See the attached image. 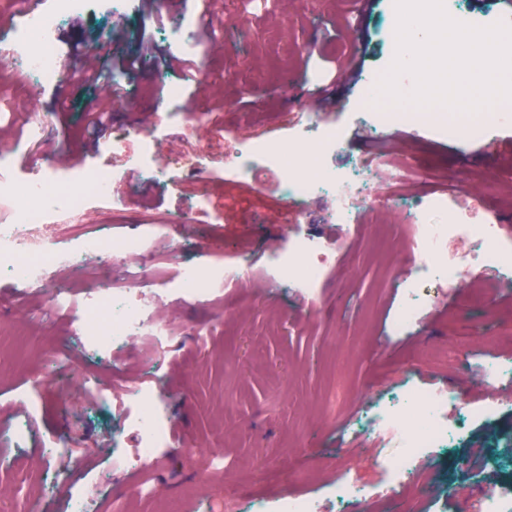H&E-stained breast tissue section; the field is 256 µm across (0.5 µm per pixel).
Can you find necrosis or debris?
<instances>
[{
    "mask_svg": "<svg viewBox=\"0 0 512 512\" xmlns=\"http://www.w3.org/2000/svg\"><path fill=\"white\" fill-rule=\"evenodd\" d=\"M87 4L88 0H51L49 8L25 11L21 23L9 29L8 48L0 53V62L21 71L31 87L66 77L80 81V73H66L58 63L56 31L65 17L84 10ZM511 119L512 104L505 101L474 113L441 112L433 107L378 115L383 125L417 131L432 129L469 140L481 138L492 125ZM133 140L139 145L134 162L142 179L163 181L167 167L157 163V143L151 136L128 130L126 137L113 140V153L126 154ZM295 153L287 143L246 139L240 149L225 153L224 166L241 175L245 172L243 155L259 156L280 173L279 190L284 198L303 201L317 193L325 194L333 200L337 218L351 223L360 199L370 191L369 184L355 171L333 176L313 160L296 164ZM17 155L14 146L0 150V201L10 202L15 215L13 223L0 224V274L18 277L53 309L72 312L77 339L82 348L90 351L106 352L134 338L171 335L172 325L161 318L158 299L145 297L139 291L144 270L135 267L134 262L147 252L141 237H98L87 243L86 252L93 254L99 264L122 269L120 278L103 279L98 293L79 297L73 295L71 287L47 286L50 272L69 261L68 251L52 231L53 224L63 215L82 223L89 200L109 198L115 171L80 170L69 183L56 179L49 169L20 177L14 173ZM485 203L484 195L469 194L461 202L432 197L412 205L411 221L419 226L412 246L425 256L424 269L434 278L438 293L461 294L471 282V267L476 265L505 276L512 274V240L499 234L497 221L487 212ZM331 261L322 248L300 240L277 256L276 279L310 288ZM245 275V269L238 266L210 271L189 265L181 272L179 287L202 301L213 289L240 281ZM457 399V393L445 389L411 385L378 413L362 414L365 431L386 430L397 449L384 461L390 482L413 480L420 458L456 436L460 422ZM129 401L131 410L126 420L138 437L136 458L141 462L154 460L168 440L158 395L136 390L131 392Z\"/></svg>",
    "mask_w": 512,
    "mask_h": 512,
    "instance_id": "1",
    "label": "necrosis or debris"
}]
</instances>
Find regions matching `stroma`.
<instances>
[{
	"label": "stroma",
	"mask_w": 512,
	"mask_h": 512,
	"mask_svg": "<svg viewBox=\"0 0 512 512\" xmlns=\"http://www.w3.org/2000/svg\"><path fill=\"white\" fill-rule=\"evenodd\" d=\"M112 3L90 0L63 20L58 52L78 69L84 52L96 54L104 82L127 81V102L92 138L86 116L99 108L101 84L52 83L32 94L0 68V147L12 145L34 118L82 167H110L113 138L157 113L162 122L152 135L164 158L199 151V178L174 164L158 185L123 177L110 201L90 207L83 226L66 220L55 226L58 239L75 250L73 265L55 277L79 282L85 293L100 280L84 251L91 237L145 239L143 263L152 269L145 292L162 296L174 332L87 352L67 318L50 313L22 281L0 276V430L24 416L16 394L36 390L43 398L26 444L0 441V512H70L74 491L106 512H242L252 496L294 495L317 498L321 512H339L326 490L343 469L379 490L367 512H484L479 486L512 487V403L466 423L448 447L422 459L416 481L395 487L380 462L387 440L364 434L358 418L411 382L455 390L461 407L470 408L484 400L492 361H512V278L490 270L477 272L481 302L447 296L403 335L390 328L410 266L403 240L415 229L406 220L407 202L445 194L452 181L471 192L489 180V208L499 221H512V158L494 153L512 141V121L492 126L463 153L458 140L438 131L418 132L383 156L368 152L367 140L380 129L361 92L388 66L393 0H372L363 14L354 0H211L206 13L197 0H164L159 24L141 12L139 0L120 10ZM177 25L197 33L198 50L164 38ZM110 31L127 54H137L147 34L166 52L193 60L198 83L151 59L137 76L125 77L99 41ZM340 68L356 69L350 87L333 83ZM177 82L180 102H161L158 85ZM317 85L326 90L329 111L316 110L307 95ZM298 112L340 135L321 155L325 168L394 167L407 171V179L389 187V201L360 207L356 221L344 224L326 197L300 208L287 204L260 160H250L245 179L226 171L224 149L239 135L316 144V135L296 125ZM182 215L191 219L186 233L175 223ZM299 238L334 252L335 265L313 288H258L272 277L281 248ZM191 262L242 266L251 279L197 303L176 286L180 265ZM49 348L60 349L68 364L61 393L42 382L39 359ZM87 378L111 392L108 406L83 392ZM147 387L162 396L171 442L140 473L117 452L136 444L122 416L127 395ZM54 435L58 455L41 446ZM481 435L487 466L461 478L457 467Z\"/></svg>",
	"instance_id": "stroma-1"
}]
</instances>
